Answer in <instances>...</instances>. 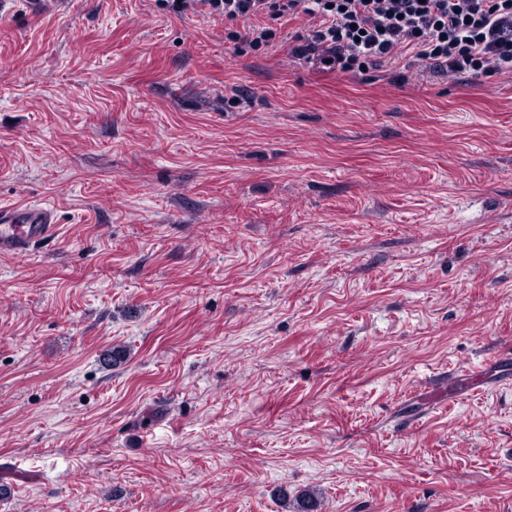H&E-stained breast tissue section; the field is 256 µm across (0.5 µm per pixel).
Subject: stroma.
Returning <instances> with one entry per match:
<instances>
[{
    "label": "stroma",
    "instance_id": "obj_1",
    "mask_svg": "<svg viewBox=\"0 0 512 512\" xmlns=\"http://www.w3.org/2000/svg\"><path fill=\"white\" fill-rule=\"evenodd\" d=\"M304 24L0 0V512H512V78ZM57 230L54 208L29 199L0 201V254L22 255L51 239Z\"/></svg>",
    "mask_w": 512,
    "mask_h": 512
}]
</instances>
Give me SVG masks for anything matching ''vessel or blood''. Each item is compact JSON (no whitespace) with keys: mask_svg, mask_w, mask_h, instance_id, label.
Instances as JSON below:
<instances>
[{"mask_svg":"<svg viewBox=\"0 0 512 512\" xmlns=\"http://www.w3.org/2000/svg\"><path fill=\"white\" fill-rule=\"evenodd\" d=\"M57 230L54 208L29 199L0 201V254L21 255L51 239Z\"/></svg>","mask_w":512,"mask_h":512,"instance_id":"1","label":"vessel or blood"}]
</instances>
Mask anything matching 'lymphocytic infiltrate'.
I'll list each match as a JSON object with an SVG mask.
<instances>
[{"label": "lymphocytic infiltrate", "mask_w": 512, "mask_h": 512, "mask_svg": "<svg viewBox=\"0 0 512 512\" xmlns=\"http://www.w3.org/2000/svg\"><path fill=\"white\" fill-rule=\"evenodd\" d=\"M227 23L248 22L242 38L273 45L276 23L304 15L296 58L343 73L378 68L403 52L440 72L512 74V0H174Z\"/></svg>", "instance_id": "f902f5d3"}]
</instances>
